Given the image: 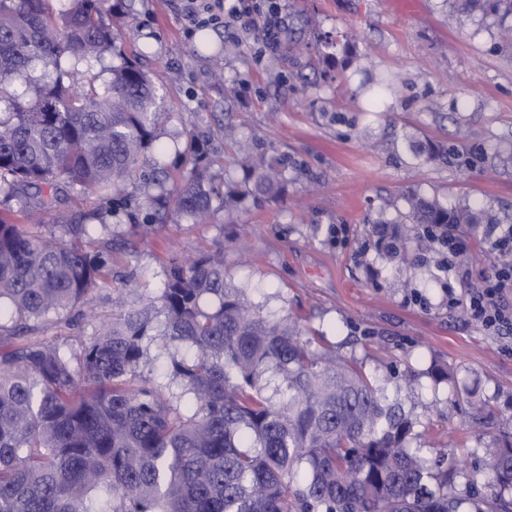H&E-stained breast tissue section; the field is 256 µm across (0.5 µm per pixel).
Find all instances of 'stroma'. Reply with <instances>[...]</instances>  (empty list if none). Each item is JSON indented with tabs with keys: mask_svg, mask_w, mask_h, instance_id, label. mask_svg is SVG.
<instances>
[{
	"mask_svg": "<svg viewBox=\"0 0 512 512\" xmlns=\"http://www.w3.org/2000/svg\"><path fill=\"white\" fill-rule=\"evenodd\" d=\"M281 29L298 28L305 80L288 72L252 24L209 28L212 50L187 36L183 0H133L127 54L145 64L168 112L158 154L173 162L187 138L232 122L252 148L288 165L274 199L249 198L204 224L181 219L116 246L105 284L84 314L57 328L88 336L112 314V291L128 299L159 287L168 259L224 243V261L264 313L298 318L322 353L357 361L411 408L428 433L423 451L454 452L478 487L491 480L486 441L471 404L493 407L512 432V330L493 333L461 303L496 261L489 225L462 231L470 275L440 271L438 248L378 247L371 222L385 201L417 192L466 202L512 225V39L494 16L457 11L455 0H276ZM337 42L320 60L315 38ZM388 75L392 88L377 90ZM448 145L449 161L417 166L409 147ZM440 366L453 383H436Z\"/></svg>",
	"mask_w": 512,
	"mask_h": 512,
	"instance_id": "35a3bbf8",
	"label": "stroma"
}]
</instances>
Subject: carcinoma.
<instances>
[{"instance_id": "1", "label": "carcinoma", "mask_w": 512, "mask_h": 512, "mask_svg": "<svg viewBox=\"0 0 512 512\" xmlns=\"http://www.w3.org/2000/svg\"><path fill=\"white\" fill-rule=\"evenodd\" d=\"M0 0V195L38 211L71 191L112 192L109 206L45 234L0 216V512H512V436L493 437L498 492L473 490L461 463L414 445L423 432L396 394L342 357L325 358L288 318L247 305L224 265V243L172 258L138 306L112 299L93 336L60 343L36 331L84 306L111 264L125 216L133 227L178 216L202 223L249 196L280 194L287 167L244 151L243 181L213 170L208 138L170 179L154 155L168 117L137 59L124 56L127 0ZM501 27L512 0H460ZM112 53L122 63L98 87L70 72ZM421 165L446 145L411 148ZM142 177L140 197L119 186ZM375 224H478L468 204L418 193ZM115 222H106L107 216ZM9 317L11 325L2 323ZM170 385L142 377L160 358ZM272 394H267V389Z\"/></svg>"}]
</instances>
